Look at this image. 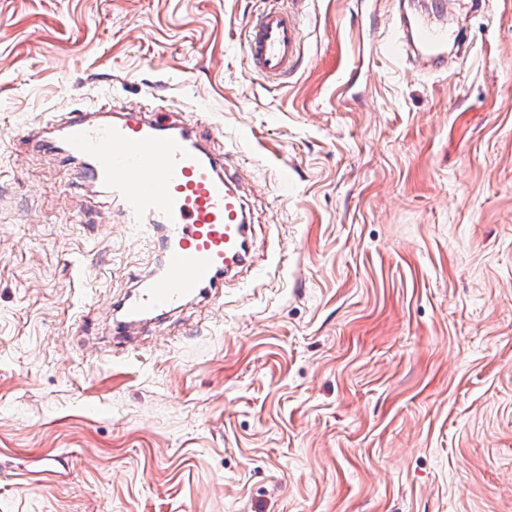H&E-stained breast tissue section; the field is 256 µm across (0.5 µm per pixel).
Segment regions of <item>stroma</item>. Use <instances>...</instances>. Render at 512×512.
Returning <instances> with one entry per match:
<instances>
[{"instance_id": "1", "label": "stroma", "mask_w": 512, "mask_h": 512, "mask_svg": "<svg viewBox=\"0 0 512 512\" xmlns=\"http://www.w3.org/2000/svg\"><path fill=\"white\" fill-rule=\"evenodd\" d=\"M0 0V512H512V0L461 58L383 54L398 4ZM204 112L268 268L126 343L160 243L17 130L80 102ZM307 2L289 0L288 8L269 7L247 25L246 48L253 74L266 82H279L298 67L303 57L301 6Z\"/></svg>"}]
</instances>
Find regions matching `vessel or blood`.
Here are the masks:
<instances>
[{
    "mask_svg": "<svg viewBox=\"0 0 512 512\" xmlns=\"http://www.w3.org/2000/svg\"><path fill=\"white\" fill-rule=\"evenodd\" d=\"M273 6L246 27L253 74L267 82L284 80L303 57L302 4ZM399 37L388 54H413L430 71L447 63V30L424 18L400 16ZM209 124L202 117L171 119L154 100L137 112L118 103L81 104L25 131V139L51 147L64 135L67 156L83 159L81 177L113 195L129 223L144 235L159 234L163 272L115 306L114 338L126 341L213 291L253 264L251 214L237 183L242 170L226 154L202 146Z\"/></svg>",
    "mask_w": 512,
    "mask_h": 512,
    "instance_id": "1",
    "label": "vessel or blood"
}]
</instances>
